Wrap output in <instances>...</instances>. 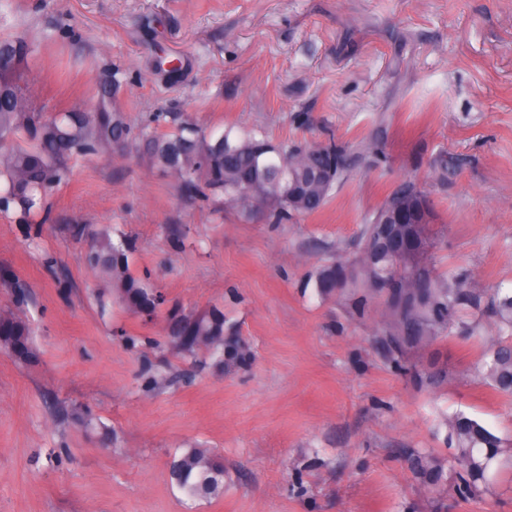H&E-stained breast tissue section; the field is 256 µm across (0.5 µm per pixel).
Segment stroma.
<instances>
[{"instance_id":"stroma-1","label":"stroma","mask_w":512,"mask_h":512,"mask_svg":"<svg viewBox=\"0 0 512 512\" xmlns=\"http://www.w3.org/2000/svg\"><path fill=\"white\" fill-rule=\"evenodd\" d=\"M54 0H11L0 33L39 38ZM67 37L22 65L44 112L93 103L89 59L108 47L132 122L177 112L205 130L264 128L270 139L377 142L316 214L285 224L241 220L185 196L145 155L78 163L47 222L0 216V307L27 299L36 355L0 352V512H512V472L475 499L430 491L402 459L446 460L449 412L512 437V400L475 381L481 345L451 338L428 387L390 371L373 321L340 296L303 295L321 245L354 239L405 181L424 190L444 231L443 265L512 288V0H67ZM183 58L176 84L157 54ZM450 164L438 177L441 158ZM136 241L133 270L168 267L153 318L100 308L77 224ZM223 307L249 342V368L224 374L163 347L175 307ZM187 372L149 386L151 374ZM92 417L87 430L73 413ZM200 444L224 464L222 496L187 510L169 461ZM320 463L307 467L312 456ZM302 474L305 493L293 490Z\"/></svg>"}]
</instances>
